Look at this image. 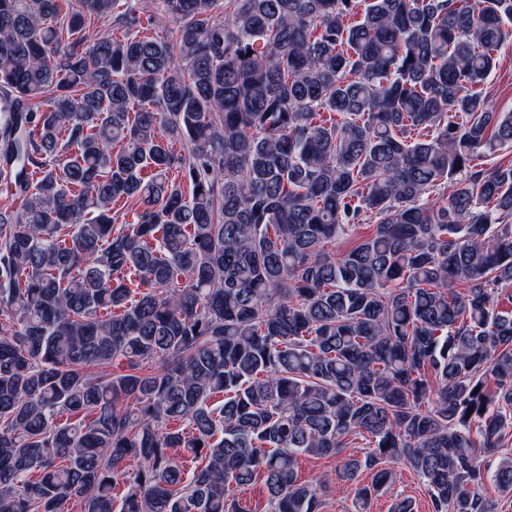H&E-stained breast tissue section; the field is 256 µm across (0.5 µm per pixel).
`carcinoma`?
<instances>
[{
    "mask_svg": "<svg viewBox=\"0 0 512 512\" xmlns=\"http://www.w3.org/2000/svg\"><path fill=\"white\" fill-rule=\"evenodd\" d=\"M217 3L0 0V512H498L512 0ZM485 90L493 96L497 111H512V40L501 49L497 68L488 78ZM341 459L336 457L311 458L302 457L298 462V479L300 482L314 483L319 478L333 479V485L327 489L323 499L322 512H354L353 493L346 486L341 489L336 484V466ZM397 473L396 482L381 496L372 499L368 512H389V507L398 495L411 497L416 512H431L428 495L418 478L402 464L392 465ZM232 498L240 504L244 512H266L267 491L262 477L257 478L249 486L235 488L231 491Z\"/></svg>",
    "mask_w": 512,
    "mask_h": 512,
    "instance_id": "cac0c4a2",
    "label": "carcinoma"
}]
</instances>
